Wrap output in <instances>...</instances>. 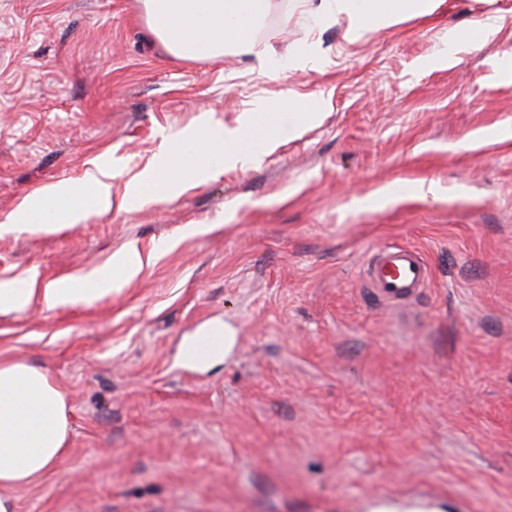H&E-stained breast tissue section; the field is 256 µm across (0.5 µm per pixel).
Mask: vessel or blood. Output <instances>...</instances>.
I'll list each match as a JSON object with an SVG mask.
<instances>
[{"label": "vessel or blood", "mask_w": 512, "mask_h": 512, "mask_svg": "<svg viewBox=\"0 0 512 512\" xmlns=\"http://www.w3.org/2000/svg\"><path fill=\"white\" fill-rule=\"evenodd\" d=\"M364 275L369 287L387 298H403L428 287L430 268L422 254L410 247H389L375 252Z\"/></svg>", "instance_id": "1"}]
</instances>
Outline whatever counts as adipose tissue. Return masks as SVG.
<instances>
[{"instance_id": "1", "label": "adipose tissue", "mask_w": 512, "mask_h": 512, "mask_svg": "<svg viewBox=\"0 0 512 512\" xmlns=\"http://www.w3.org/2000/svg\"><path fill=\"white\" fill-rule=\"evenodd\" d=\"M433 0H320L327 18L347 16L348 34L389 27L407 15L430 12ZM151 36L169 55L183 61H212L225 55L252 56L265 62L268 52L255 32L272 8V0H141ZM278 134L274 113L254 109L238 123H210L180 131L158 162L135 184L123 205L134 208L181 193L189 182L203 183L217 171L241 168ZM112 209V170L88 171L81 182H61L27 198L15 220L50 232L82 223L89 214ZM112 290V270L105 267L68 285L0 288V313L24 312L33 295L46 309ZM65 394L49 370L18 360L0 359V512H17L15 493L51 471L67 452L69 434Z\"/></svg>"}]
</instances>
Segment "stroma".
I'll return each instance as SVG.
<instances>
[{
    "instance_id": "obj_1",
    "label": "stroma",
    "mask_w": 512,
    "mask_h": 512,
    "mask_svg": "<svg viewBox=\"0 0 512 512\" xmlns=\"http://www.w3.org/2000/svg\"><path fill=\"white\" fill-rule=\"evenodd\" d=\"M347 27L274 0L262 69L172 58L139 0H0V285L136 266L0 315V358L48 368L69 408L68 451L18 512H512V0ZM303 48L315 62L290 66ZM262 102L280 134L249 167L121 209L179 131ZM107 163L111 213L14 223ZM391 244L431 269L407 318L362 277ZM224 322L233 355L187 361ZM445 502L396 501L372 499L364 506V512H447Z\"/></svg>"
}]
</instances>
